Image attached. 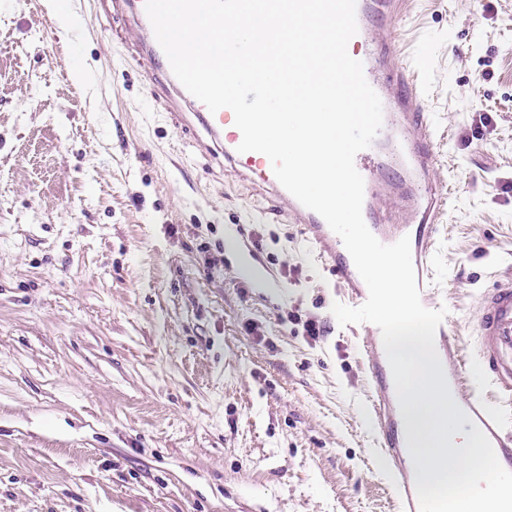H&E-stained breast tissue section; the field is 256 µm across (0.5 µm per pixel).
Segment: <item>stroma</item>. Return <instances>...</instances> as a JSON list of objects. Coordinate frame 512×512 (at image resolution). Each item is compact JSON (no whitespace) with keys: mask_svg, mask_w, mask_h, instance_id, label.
Returning a JSON list of instances; mask_svg holds the SVG:
<instances>
[{"mask_svg":"<svg viewBox=\"0 0 512 512\" xmlns=\"http://www.w3.org/2000/svg\"><path fill=\"white\" fill-rule=\"evenodd\" d=\"M69 2L65 30L0 0V512H396L340 289L176 125L131 15ZM383 32L435 118L434 288L469 351L512 266V0H407Z\"/></svg>","mask_w":512,"mask_h":512,"instance_id":"obj_1","label":"stroma"}]
</instances>
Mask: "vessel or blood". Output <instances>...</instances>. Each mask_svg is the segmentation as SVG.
Listing matches in <instances>:
<instances>
[{
	"instance_id": "obj_1",
	"label": "vessel or blood",
	"mask_w": 512,
	"mask_h": 512,
	"mask_svg": "<svg viewBox=\"0 0 512 512\" xmlns=\"http://www.w3.org/2000/svg\"><path fill=\"white\" fill-rule=\"evenodd\" d=\"M114 2L130 6L136 15L137 60L164 95L167 109L180 112L183 120L204 128L207 138L199 142V149L220 155L222 165L230 168L239 181L256 185L278 199L289 223L299 225L304 240L317 251L336 286L351 297L353 306L364 304L367 286L341 238L319 214L303 206L278 182L270 161L239 152L241 132L225 129L230 109L210 112L177 80L156 40L144 0ZM399 5L400 0H356L358 32L354 41L363 48L360 60L365 77L382 102L383 124L372 145L356 155L355 166L365 183L362 214L368 229L386 245L409 237L421 302L432 309L436 303L431 297L429 253L446 197L434 179L437 156L429 133L431 117L415 106L422 93L417 72L411 59L401 58L394 42L382 33L383 25L398 15ZM479 311L477 360L491 392L472 386L466 355L448 322L438 326L435 347L461 408L488 436L502 467L512 471V429L505 424L507 414L512 412L511 270L481 296ZM364 329L368 343L363 365L372 391L374 426L390 462V478L398 490V512H420L415 484L404 466L407 434L398 428L397 394L382 333L370 323Z\"/></svg>"
}]
</instances>
